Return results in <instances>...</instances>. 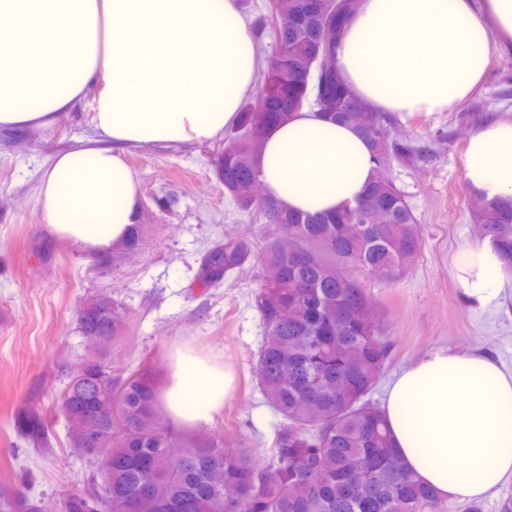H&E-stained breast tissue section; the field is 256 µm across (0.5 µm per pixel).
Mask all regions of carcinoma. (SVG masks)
<instances>
[{
  "label": "carcinoma",
  "mask_w": 512,
  "mask_h": 512,
  "mask_svg": "<svg viewBox=\"0 0 512 512\" xmlns=\"http://www.w3.org/2000/svg\"><path fill=\"white\" fill-rule=\"evenodd\" d=\"M357 0H325L323 13L308 14V0H271L282 25L268 17L256 33L273 35L266 82L258 100L286 86L296 99L353 124L377 162L366 194L352 207L322 216L292 213L276 201L242 205L240 183L257 177L253 160L280 111L248 106L215 159L224 189L239 212L276 228L264 244L267 273L254 294L263 334L254 363L256 385L281 417L266 458L224 447L219 431L187 435L158 410V380L148 371L114 372L97 356L121 338L125 308L109 296L84 305L76 324L90 349L85 369L65 382L59 407L72 454L103 467L109 485L91 494L72 492L60 512H445L446 501L410 473L388 434L383 410L370 399L390 362L393 342L356 269L383 283L402 275L420 251V224L390 173V163L428 166L438 151L393 132L392 123L359 100L339 78L335 61L320 67L314 49L334 53L342 23ZM376 205L387 222L368 224ZM478 232L499 252L512 275V197L476 205ZM144 244L142 225L129 240L97 259L109 269ZM257 247L247 239L213 242L203 253L193 286L207 290L251 262ZM26 443L46 448L50 431L43 415L27 408L13 418ZM104 455L87 454L89 440ZM0 512H41L24 491L0 499Z\"/></svg>",
  "instance_id": "1"
}]
</instances>
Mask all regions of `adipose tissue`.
<instances>
[{
    "mask_svg": "<svg viewBox=\"0 0 512 512\" xmlns=\"http://www.w3.org/2000/svg\"><path fill=\"white\" fill-rule=\"evenodd\" d=\"M497 48L512 51V0H359L335 65L373 110L433 112L467 99ZM257 70L235 0H0V132L48 137L61 113L91 114V137L51 159L35 203L53 234L94 256L139 219L126 148L220 135ZM254 166L269 198L320 215L355 205L375 162L352 125L305 107L267 131ZM463 170L473 195L512 196V119L472 130ZM458 262L470 304L499 296L491 245ZM165 373L158 404L186 427L208 425L234 391L222 360L187 345ZM384 416L406 467L442 498L478 501L512 475V372L484 355L430 352L395 378Z\"/></svg>",
    "mask_w": 512,
    "mask_h": 512,
    "instance_id": "1",
    "label": "adipose tissue"
}]
</instances>
